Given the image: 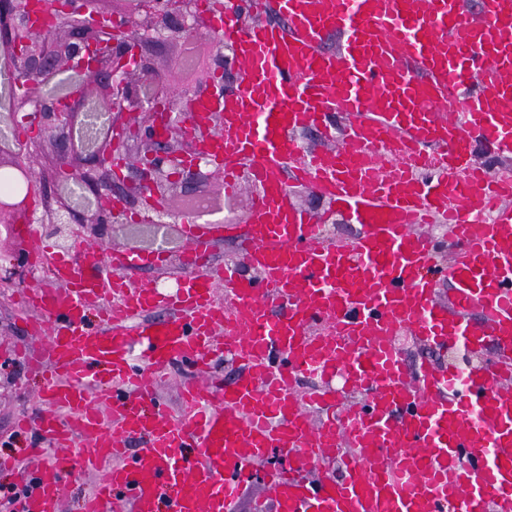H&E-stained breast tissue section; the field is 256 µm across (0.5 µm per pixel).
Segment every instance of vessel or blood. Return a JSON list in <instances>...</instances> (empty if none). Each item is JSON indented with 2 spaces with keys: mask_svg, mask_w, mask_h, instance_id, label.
<instances>
[{
  "mask_svg": "<svg viewBox=\"0 0 512 512\" xmlns=\"http://www.w3.org/2000/svg\"><path fill=\"white\" fill-rule=\"evenodd\" d=\"M234 7L217 24L242 85L193 96L186 119L221 113L196 154L226 194L259 187L239 258L213 261L200 243L222 225L189 218L173 292L128 277L155 253L27 254L52 260L59 286L22 295L47 339L21 352L45 373V408L16 420L40 435L17 512H61L78 472L97 476L84 512H236L253 465L269 490L256 512H512V178L472 159L480 145L512 156V0ZM307 127L322 145L294 138ZM285 170L360 235L322 242L327 213L290 204ZM402 336L425 357L409 361ZM458 343L493 358L429 359ZM226 349L241 373L203 397L196 376ZM178 361L196 374L174 417L156 385Z\"/></svg>",
  "mask_w": 512,
  "mask_h": 512,
  "instance_id": "vessel-or-blood-1",
  "label": "vessel or blood"
}]
</instances>
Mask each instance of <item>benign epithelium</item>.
<instances>
[{
  "label": "benign epithelium",
  "mask_w": 512,
  "mask_h": 512,
  "mask_svg": "<svg viewBox=\"0 0 512 512\" xmlns=\"http://www.w3.org/2000/svg\"><path fill=\"white\" fill-rule=\"evenodd\" d=\"M16 3L7 0V6L0 8V44L13 48L12 65L36 77L16 95L13 109L27 113L45 160L39 223L48 225L50 234L66 243L87 231L96 236L99 224L121 223L119 214L109 219L97 207L78 209L57 193L55 164L66 161L95 191L130 202L132 195L126 192L125 184L112 181L110 164L113 156L131 152V146L118 135L130 125L138 129L136 143L143 154L129 165L131 174L126 180L137 192L147 188L162 198L178 199L182 206L169 209V213L178 220L186 217V202L201 198L195 188L208 183L214 172L203 159L187 160L193 140L177 104L192 89H224L217 79L230 59L224 47L216 46L213 20L199 12L198 0H138L134 10L128 0H48L51 8L81 16L76 27L54 25L49 40L44 38L43 28L19 15ZM105 23L121 27L125 36L102 40L100 29ZM22 25L27 27V38L17 48L14 33ZM179 41L194 44L204 54L203 66L196 71L198 83L192 89L158 83L162 99L151 108L141 90L157 71L145 50ZM64 72L78 75L79 90L59 98L46 95L40 80ZM89 102L109 115L108 127L98 131L92 149L70 135L78 118L85 117ZM0 169L9 171L18 184L16 191L0 195V256L11 261V267L0 275V288H5L25 278L21 266L24 249L16 244L13 226L30 214L36 172L14 151L0 152Z\"/></svg>",
  "instance_id": "1"
}]
</instances>
